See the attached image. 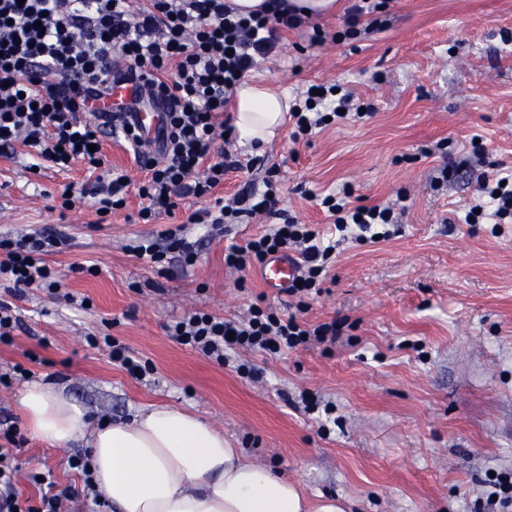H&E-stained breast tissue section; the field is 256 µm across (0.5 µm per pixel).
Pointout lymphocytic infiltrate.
Returning <instances> with one entry per match:
<instances>
[{"label":"lymphocytic infiltrate","mask_w":512,"mask_h":512,"mask_svg":"<svg viewBox=\"0 0 512 512\" xmlns=\"http://www.w3.org/2000/svg\"><path fill=\"white\" fill-rule=\"evenodd\" d=\"M299 16L273 8L241 15L226 0H0V150L23 141L39 157L66 170L75 160L90 169L104 163L97 146L104 137L122 134L136 162L146 173L137 188L144 201L143 223L170 214L186 197L207 200L193 211L191 224H221L226 218L264 216L275 225L264 233L233 244L224 264L238 271L262 266L271 255L295 253L298 281L287 293L296 310L279 314L252 305L240 321L192 312L168 324L180 344L223 361L228 350L278 354L339 336L342 323L311 325L301 319L306 296L319 293L335 244L318 230L286 215L274 180L248 183L231 199L216 191L229 172L241 171L235 156L218 141L233 134L223 114L236 86L252 68L255 56L273 53L285 29L300 27ZM139 82L140 97L116 107L96 123L85 120L113 81ZM162 114L155 138H147L127 115L143 103ZM353 96L340 85L308 88L303 104L291 106L292 140L308 138L326 122H341L354 111ZM119 169L97 177L96 212L106 216L122 209L130 191ZM485 196L478 210L468 211L469 224L512 223V173L483 176ZM351 186L321 198L320 206L341 237L356 242L390 237L398 217L387 205L350 206ZM64 232L45 228L17 237L0 236V280L16 288L55 290L59 281L46 263L47 254L66 244ZM138 258L159 264L168 255L194 263L196 243L179 231L166 230L135 248ZM20 445L14 422L0 424V512H63L64 502L77 498L75 488H57L51 472L39 482L38 505L21 500L16 484Z\"/></svg>","instance_id":"1"}]
</instances>
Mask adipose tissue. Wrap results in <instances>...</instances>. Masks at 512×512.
Returning <instances> with one entry per match:
<instances>
[{
	"label": "adipose tissue",
	"instance_id": "1",
	"mask_svg": "<svg viewBox=\"0 0 512 512\" xmlns=\"http://www.w3.org/2000/svg\"><path fill=\"white\" fill-rule=\"evenodd\" d=\"M233 98L239 144L270 143L289 111L287 95L251 76ZM18 402L30 435L58 447L87 439L96 488L114 512H344L338 498L309 499L287 475L243 460L223 432L180 408L158 404L94 426L78 404L40 382Z\"/></svg>",
	"mask_w": 512,
	"mask_h": 512
}]
</instances>
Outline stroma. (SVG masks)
I'll return each mask as SVG.
<instances>
[{"label":"stroma","mask_w":512,"mask_h":512,"mask_svg":"<svg viewBox=\"0 0 512 512\" xmlns=\"http://www.w3.org/2000/svg\"><path fill=\"white\" fill-rule=\"evenodd\" d=\"M338 2L334 15L285 32L256 69L291 97L339 84L373 114L298 142L286 126L262 150L235 146L254 166L229 174L218 192L276 169L282 208L321 229L315 195L346 184L352 204L405 206L396 236L336 245L304 317L341 320V336L281 356L233 352L223 364L179 344L166 326L196 310L239 318L260 295L286 310L288 295L265 293L257 271L224 265L225 246L260 224L187 223L201 206L192 197L152 224L140 223L134 194L103 220L88 197L65 210L63 186L92 189L94 173L80 160L67 171L35 167L19 144L0 153V236L51 227L70 246L47 257L60 294L0 286V303L22 323L0 343V373L28 371L0 386V419L18 417L30 380L55 384L95 422L163 402L200 416L307 495L341 498L346 512H488L484 480L512 466V224L495 232L463 217L484 173L512 171V0H389L382 29L353 38L343 31L354 0ZM316 27L327 38L313 45ZM447 163L457 175L434 183ZM177 227L200 242L193 265L136 257L141 237ZM81 264L98 274L78 272ZM106 336L144 364L141 376L109 357L99 343ZM242 364L254 376L241 374ZM309 396L331 406L326 420L307 411ZM84 448L28 439L20 495L38 499L28 475L47 469L83 488L67 459Z\"/></svg>","instance_id":"35a3bbf8"}]
</instances>
